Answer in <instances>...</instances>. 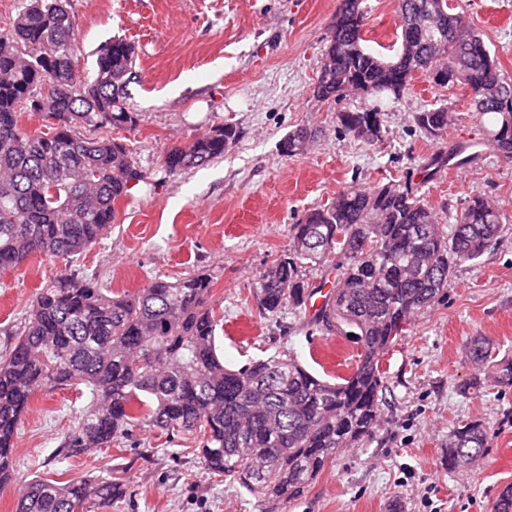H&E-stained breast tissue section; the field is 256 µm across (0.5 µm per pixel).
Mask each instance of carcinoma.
I'll list each match as a JSON object with an SVG mask.
<instances>
[{"label":"carcinoma","mask_w":512,"mask_h":512,"mask_svg":"<svg viewBox=\"0 0 512 512\" xmlns=\"http://www.w3.org/2000/svg\"><path fill=\"white\" fill-rule=\"evenodd\" d=\"M362 0H340L314 83V96L339 101L351 92L378 106L341 112L349 133L382 130L379 104L398 100L418 73L448 70L446 87L497 86L470 99L471 111L491 116L487 136L512 159V78L466 20L461 0H398L391 54L366 46L368 12ZM79 51L66 0H26L0 28V269H15L39 254L65 260L81 255L107 233L117 203L142 174L125 145L86 138L80 127L133 129L139 116L127 103L136 76V48L117 38L96 61L92 79L75 72ZM42 116L47 131L27 134L21 118ZM453 102L416 113L430 139L443 136ZM235 127L212 128L175 146L165 164L175 174L224 155ZM314 135L288 133L282 149L300 155ZM439 152L423 167L422 182L447 166ZM499 210L474 195L448 224L408 179L372 189L351 186L324 207L308 210L292 227L288 253L256 281L261 309L306 318L326 336H347L358 347L351 375L324 380L281 354L238 369L217 353L213 280L206 274L175 282L162 278L134 294L114 295L97 279L63 274L39 289L6 354L0 356V487L16 479L15 440L31 399L41 390L84 386L89 402L63 437L69 459L109 448L135 429L202 434L200 459L212 474L236 483L269 505L286 504L336 459L359 446L377 426L384 383L383 355L410 317L448 291L454 270L478 259L496 237ZM310 266L335 272L321 304L309 311ZM470 358L491 364L495 381L512 387V357L492 359L485 343ZM486 427L460 422L448 434V470L465 471L483 456ZM121 493L108 477L24 482L15 512H100Z\"/></svg>","instance_id":"cac0c4a2"}]
</instances>
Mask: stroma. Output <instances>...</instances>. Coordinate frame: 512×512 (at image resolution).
<instances>
[{
	"label": "stroma",
	"instance_id": "35a3bbf8",
	"mask_svg": "<svg viewBox=\"0 0 512 512\" xmlns=\"http://www.w3.org/2000/svg\"><path fill=\"white\" fill-rule=\"evenodd\" d=\"M339 0H68L79 42V78L90 77L101 48L134 43L137 77L127 87L136 129L102 128L128 144L143 184L117 204L108 235L72 265L45 256L0 271V352L5 330L24 319L37 289L72 268L96 274L112 292H135L154 278L208 274L222 323L216 344L234 368L278 352L326 379L348 375L358 348L342 336L308 335L286 314H263L255 296L260 271L291 246V227L307 209L330 203L347 186L366 188L409 177L435 208L460 209L474 195L494 202L501 230L475 261L458 267L447 295L415 315L382 360L385 387L372 438L340 452L303 496L276 512H492L512 484V388L469 356L484 339L494 356L512 354V162L486 144V128L469 109L466 89L443 88L417 75L400 100L385 103L382 138L367 144L343 131L341 111L372 108L351 94L320 101L311 90L325 56ZM371 49L389 45L397 0H364ZM467 17L506 76L512 77V0H470ZM449 99L454 119L441 139L427 138L416 112ZM239 137L223 157L169 174L164 157L212 126ZM317 136L301 156L283 154L289 131ZM478 161L442 168L431 182L432 155L459 147ZM87 397L76 388L35 395L14 453L20 477L64 481L112 475L123 493L111 512H266L239 487L212 477L197 454V435L166 442L134 431L109 448L57 456ZM461 420L488 428L486 453L471 469H448V433Z\"/></svg>",
	"mask_w": 512,
	"mask_h": 512
}]
</instances>
